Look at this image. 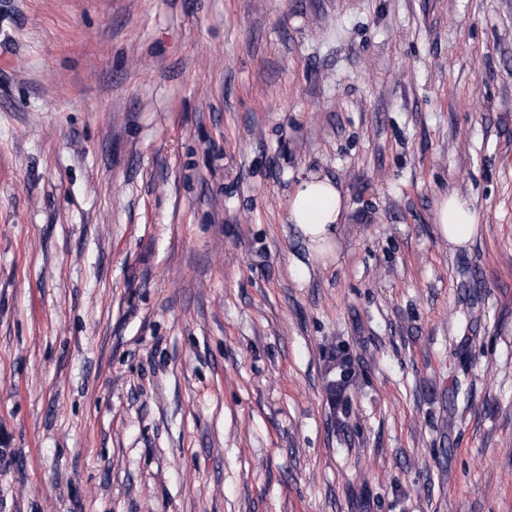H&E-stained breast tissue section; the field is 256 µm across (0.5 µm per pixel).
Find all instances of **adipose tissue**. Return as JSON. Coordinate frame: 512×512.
Instances as JSON below:
<instances>
[{
    "label": "adipose tissue",
    "mask_w": 512,
    "mask_h": 512,
    "mask_svg": "<svg viewBox=\"0 0 512 512\" xmlns=\"http://www.w3.org/2000/svg\"><path fill=\"white\" fill-rule=\"evenodd\" d=\"M346 210V199L330 179L316 174L299 177L288 200V220L304 237L315 259L337 261V231ZM441 237L455 247L471 243L478 231L476 210L451 194L441 199L436 211Z\"/></svg>",
    "instance_id": "ef3b65f1"
}]
</instances>
